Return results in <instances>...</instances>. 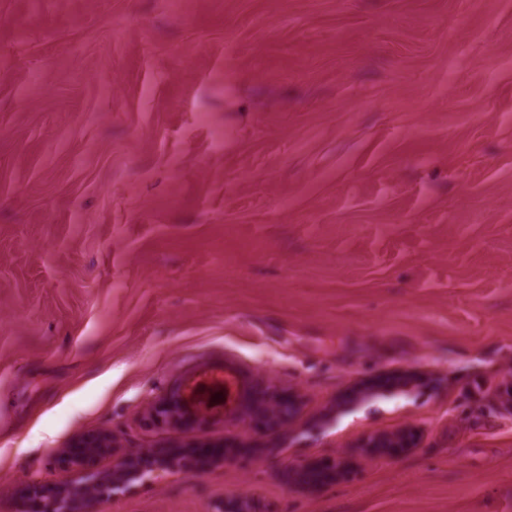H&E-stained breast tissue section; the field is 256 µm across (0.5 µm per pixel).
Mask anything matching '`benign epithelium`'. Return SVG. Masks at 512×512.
I'll list each match as a JSON object with an SVG mask.
<instances>
[{"mask_svg":"<svg viewBox=\"0 0 512 512\" xmlns=\"http://www.w3.org/2000/svg\"><path fill=\"white\" fill-rule=\"evenodd\" d=\"M224 409V388L205 387L177 391L161 405L151 408L149 420L174 429H193L208 421L214 413ZM300 406L295 392L267 387L250 392L239 404V419L245 431L265 428L275 433H289L299 417ZM114 448L113 439L98 433L81 439L67 449L72 463L81 466L87 461L108 455ZM178 452L171 448L151 459L138 448H128L122 466L110 475L88 472L79 488L85 498L111 496L131 482L151 476L157 471H171L168 456ZM74 487L48 485L32 480L24 486L29 512H77L79 499L73 495Z\"/></svg>","mask_w":512,"mask_h":512,"instance_id":"benign-epithelium-1","label":"benign epithelium"}]
</instances>
